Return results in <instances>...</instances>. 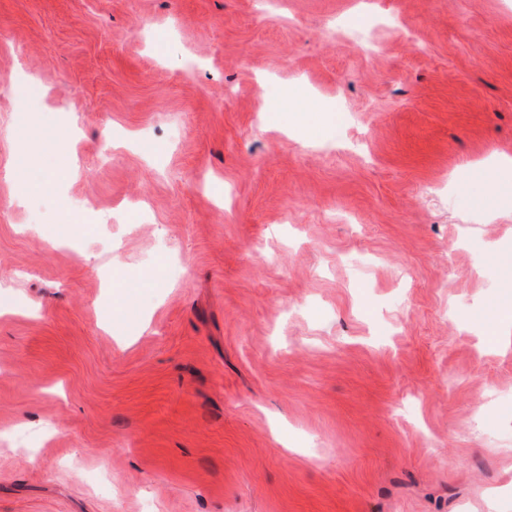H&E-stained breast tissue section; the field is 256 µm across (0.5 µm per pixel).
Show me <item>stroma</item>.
Segmentation results:
<instances>
[{
  "instance_id": "1",
  "label": "stroma",
  "mask_w": 512,
  "mask_h": 512,
  "mask_svg": "<svg viewBox=\"0 0 512 512\" xmlns=\"http://www.w3.org/2000/svg\"><path fill=\"white\" fill-rule=\"evenodd\" d=\"M505 156L512 0H0V512H512Z\"/></svg>"
}]
</instances>
